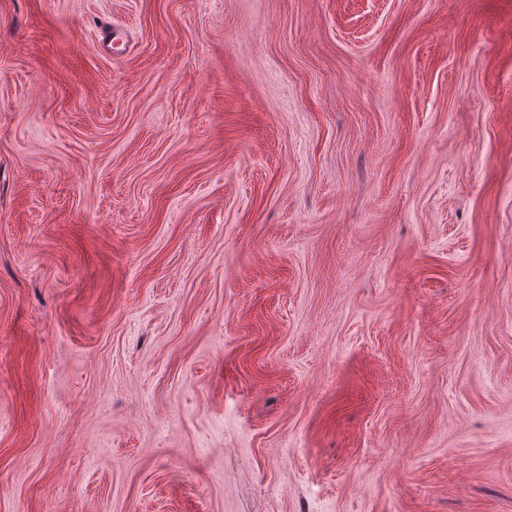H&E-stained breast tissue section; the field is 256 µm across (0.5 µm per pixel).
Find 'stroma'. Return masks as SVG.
<instances>
[{"label": "stroma", "instance_id": "obj_1", "mask_svg": "<svg viewBox=\"0 0 512 512\" xmlns=\"http://www.w3.org/2000/svg\"><path fill=\"white\" fill-rule=\"evenodd\" d=\"M0 512H512V0H0Z\"/></svg>", "mask_w": 512, "mask_h": 512}]
</instances>
